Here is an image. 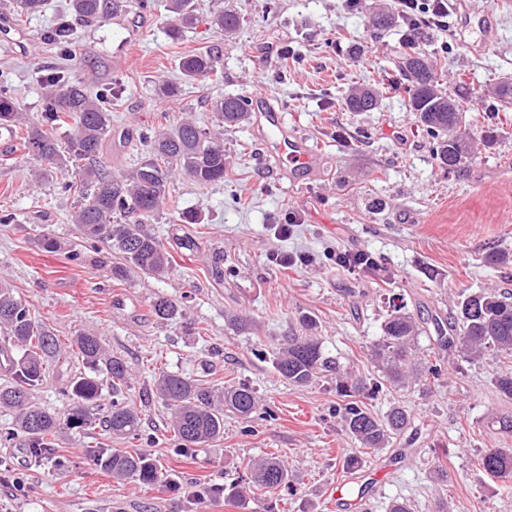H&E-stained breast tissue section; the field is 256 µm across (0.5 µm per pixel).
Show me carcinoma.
Masks as SVG:
<instances>
[{"instance_id": "obj_1", "label": "carcinoma", "mask_w": 512, "mask_h": 512, "mask_svg": "<svg viewBox=\"0 0 512 512\" xmlns=\"http://www.w3.org/2000/svg\"><path fill=\"white\" fill-rule=\"evenodd\" d=\"M123 7L122 0H72L74 13L85 21L115 15ZM168 11L174 16L176 34L197 20L194 0H168ZM212 23L231 36L240 27L241 18L227 8L215 13ZM417 37V44L402 47L398 61L399 71L409 82V110L433 140L437 162L455 171L471 152L470 137L461 127L463 113L472 111V100L452 99L442 93L437 68L420 47L426 37L424 30H419ZM48 39L68 56L76 57L74 31L68 20L57 22ZM178 68L190 79L217 74L215 60L208 53H186L180 57ZM44 82L47 88L42 110L35 117L27 116L8 90L0 88V129H24L21 140L27 156L40 163L62 159L57 130L67 127L70 154L85 162L78 170L82 190L71 222L81 235L106 243L120 256L123 263L112 267L115 279L122 280L131 272L147 277L166 275L171 268L170 256L155 237L144 232L143 224L166 199L171 171L183 170L203 185L224 181V145L219 134L183 120L146 137L150 143L148 158L128 173L115 174L100 161L104 143L112 133V92L92 95L81 80L57 73L44 75ZM493 99L497 105L486 112L490 123L496 113L512 110V82H503ZM379 103V90L357 86L341 99L349 112H371ZM213 111L221 124H237L246 117L245 102L233 95L216 102ZM389 308L382 336L369 348L376 368L370 378L357 376L325 357L318 337L311 334V321L304 324L307 334L288 337L272 360L279 376L290 384L306 385L323 373L334 379L336 394L344 399L336 405V416L351 439L373 452L388 447L411 425L410 414L394 406L383 416H376L359 397L374 398L390 388L418 384L424 367L434 379L440 373L438 365L424 364L416 356L415 337L422 327L414 315L394 297L389 299ZM152 311L158 319L169 320L176 317L178 307L159 297ZM0 333L3 343L20 349L10 361L12 381L0 385V410L15 415V427L1 432V440L10 441L19 434L31 456L65 468L68 459L55 448V438L63 430L80 433L102 426L119 438H141V416L125 395L127 363L106 351L95 333L82 332L74 340L85 371L71 379L68 393L73 404L62 416L33 402V393L42 385L49 363L60 359L62 347L49 326L37 319L29 304L2 279ZM437 334L440 348H454L471 362L489 350L512 357V294L481 291L462 298L453 321L446 329L437 324ZM154 388L155 396L169 410L177 440L175 452L182 455L224 437V413L248 420L261 405L257 392L242 382L230 383L219 391L186 374L161 371L154 379ZM92 453L100 467L116 479L147 487L166 484L161 469L146 451L132 454L100 446ZM478 473L511 480L512 448L486 451L479 458ZM250 482L262 489L292 490L288 467L276 457L252 462ZM217 496L236 500L242 494L233 487H203L193 491L192 501L203 504Z\"/></svg>"}]
</instances>
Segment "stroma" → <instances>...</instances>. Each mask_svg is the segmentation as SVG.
Instances as JSON below:
<instances>
[{"label": "stroma", "instance_id": "obj_1", "mask_svg": "<svg viewBox=\"0 0 512 512\" xmlns=\"http://www.w3.org/2000/svg\"><path fill=\"white\" fill-rule=\"evenodd\" d=\"M69 0H43L42 8L17 15L13 0H0V83L26 112H40L43 75L63 70L94 92L115 87L112 138L105 161L128 170L148 155L144 136L191 118L222 128L226 177L203 186L175 175L169 202L145 229L169 252L162 278L113 279L107 244L82 239L70 221L77 195L68 191L72 167L50 164L35 182L34 166L19 136L0 130V278L50 325L62 346L77 332L91 331L104 348L122 356L129 371L130 402L141 413L142 439L129 442L61 432L56 446L70 467L60 471L30 458L21 440L0 441V456L12 462L24 490L0 483V512H336L330 491L338 483L363 494L356 512H388L404 500L414 512H433L437 500L448 512H512V481L471 473L482 450L512 448V433L496 418L512 414L495 380L512 372V360L488 353L471 363L440 350L434 318L452 319L461 295L484 289L511 290L512 275L489 265L493 250L512 255V111L488 127L479 98L465 115L464 129L475 152L464 168L449 172L432 155L425 132L408 103V82L396 66L401 25L374 30L373 13L387 0H198V19L172 36L167 0H127L117 15L75 22L77 59L68 61L47 39L67 16ZM232 7L243 18L233 38L211 23L213 12ZM498 38L480 52L469 51L459 15L447 30H429L425 48L437 61L442 88L489 90L512 79V0H495ZM291 46L301 57L284 67L277 49ZM208 52L220 80L189 79L178 59ZM175 85L168 98L161 86ZM373 86L381 104L371 112H348L341 98L349 87ZM268 100L288 117V129L306 136L318 154L315 168L292 181L289 162L266 164L255 113L234 126H219L211 104L225 95ZM366 135L364 144L354 141ZM198 214L200 223L183 221ZM296 214L287 237L272 227ZM52 237L54 251L41 246ZM367 251L385 277L338 268L336 252ZM224 254L221 278L212 257ZM315 260L280 266L285 253ZM403 297L424 323L418 355L440 364L434 387L386 391L368 400L377 414L390 404L412 415L408 439L375 453H360L335 412L331 379L297 386L283 380L271 352L285 336L300 333L302 316L314 317L325 356L355 374H372L368 346L381 336L388 300ZM165 297L181 310L162 321L152 312ZM76 358L51 363L34 393L45 408L66 412V390L78 369ZM186 373L214 388L244 382L262 398L252 419H224V436L175 455L177 442L166 409L153 392L157 371ZM151 454L171 487L150 488L114 480L88 449L94 445ZM361 454L354 474L340 458ZM447 471L438 478L434 456ZM275 456L291 474V491L256 490L242 501L220 500L197 507L187 493L203 484H245L248 464Z\"/></svg>", "mask_w": 512, "mask_h": 512}]
</instances>
